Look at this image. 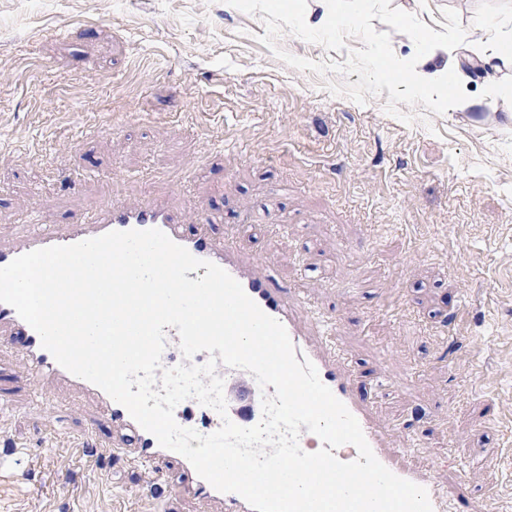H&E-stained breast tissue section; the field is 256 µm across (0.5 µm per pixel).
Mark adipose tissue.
<instances>
[{
    "instance_id": "adipose-tissue-1",
    "label": "adipose tissue",
    "mask_w": 512,
    "mask_h": 512,
    "mask_svg": "<svg viewBox=\"0 0 512 512\" xmlns=\"http://www.w3.org/2000/svg\"><path fill=\"white\" fill-rule=\"evenodd\" d=\"M324 10L316 17L307 18L303 26L312 31H327L335 26L360 20L366 11L364 0H323ZM409 57L417 58L408 78L427 89L444 86L447 82L464 87L471 80L459 56L451 55L447 42H416L408 48Z\"/></svg>"
}]
</instances>
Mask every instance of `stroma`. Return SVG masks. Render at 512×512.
Listing matches in <instances>:
<instances>
[{
  "instance_id": "1",
  "label": "stroma",
  "mask_w": 512,
  "mask_h": 512,
  "mask_svg": "<svg viewBox=\"0 0 512 512\" xmlns=\"http://www.w3.org/2000/svg\"><path fill=\"white\" fill-rule=\"evenodd\" d=\"M442 31L454 10L472 39L512 40V0H391ZM493 19L495 32L479 23ZM259 15L225 0H0V241L32 207L63 223L150 196L186 224L220 211L216 236L272 261L336 321L363 384L389 372L384 422L419 410L415 459L479 496L512 454V62L476 104L415 114L330 94L324 77L261 44ZM10 440L38 457L0 476V512H148L144 468L83 472L53 429L80 432L78 399L41 422L18 356L0 353ZM471 438L449 447L454 433Z\"/></svg>"
}]
</instances>
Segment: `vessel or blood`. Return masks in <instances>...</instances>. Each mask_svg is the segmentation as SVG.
I'll return each mask as SVG.
<instances>
[{
  "label": "vessel or blood",
  "instance_id": "vessel-or-blood-1",
  "mask_svg": "<svg viewBox=\"0 0 512 512\" xmlns=\"http://www.w3.org/2000/svg\"><path fill=\"white\" fill-rule=\"evenodd\" d=\"M211 217H201L198 224H184L182 214L165 202L145 198L132 206L115 205L104 200L91 213L74 216L66 224H44L27 231L17 242L0 243V267L32 250L53 245H68L100 236L112 230L157 228L174 242L184 246L195 258L215 263L226 270L243 287L245 293L267 315L283 324L295 348L297 360H310L320 380L342 401L358 420L377 459L397 476L424 487L433 512H449L451 495L431 470L398 461L399 452L391 446L394 426L383 424L376 415L374 400L360 397L356 389L357 372L353 360L335 338L336 324L330 317L314 312L305 297L290 288L279 286L264 272L258 260L246 256L235 238L217 239ZM0 349L16 352L22 361L28 383L37 402L31 409L41 415L43 398L52 393L71 395L89 403L103 413L112 426L107 445L113 448V462L144 466L150 473L147 495L164 488L188 499L219 505L221 512H253L236 493H222L202 479L182 455L161 447L156 437L141 428L128 410L112 400L103 390L62 368L41 345L38 333L23 321L14 308L0 302ZM216 373L224 380L226 415L200 405L194 399L182 401L174 410L178 425L203 435L218 430L223 421L251 427L262 418V391L251 373L220 364ZM99 436L95 427L82 431L74 443L79 457L96 468L105 463L97 451ZM33 455L27 448L0 450V475H12L29 468ZM178 470L176 483H169L168 464Z\"/></svg>",
  "mask_w": 512,
  "mask_h": 512
}]
</instances>
